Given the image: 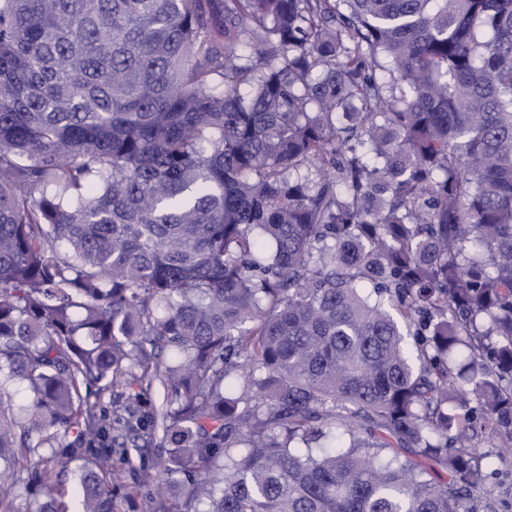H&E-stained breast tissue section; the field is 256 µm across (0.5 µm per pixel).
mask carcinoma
<instances>
[{
	"label": "carcinoma",
	"mask_w": 512,
	"mask_h": 512,
	"mask_svg": "<svg viewBox=\"0 0 512 512\" xmlns=\"http://www.w3.org/2000/svg\"><path fill=\"white\" fill-rule=\"evenodd\" d=\"M481 442L512 0H0V512H505Z\"/></svg>",
	"instance_id": "obj_1"
}]
</instances>
